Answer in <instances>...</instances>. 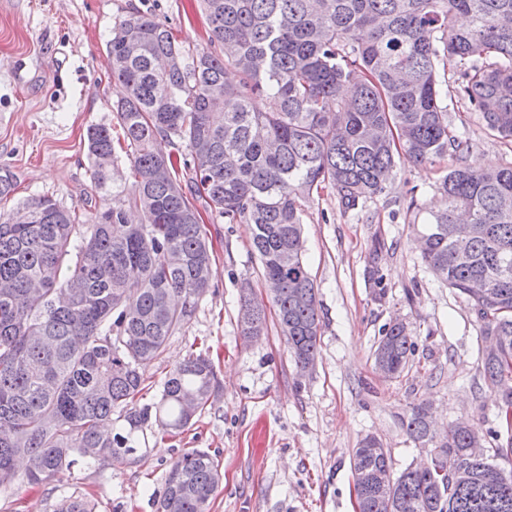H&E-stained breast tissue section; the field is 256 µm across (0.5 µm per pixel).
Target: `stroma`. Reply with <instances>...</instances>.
<instances>
[{
	"label": "stroma",
	"instance_id": "35a3bbf8",
	"mask_svg": "<svg viewBox=\"0 0 512 512\" xmlns=\"http://www.w3.org/2000/svg\"><path fill=\"white\" fill-rule=\"evenodd\" d=\"M135 11L190 49L208 45L199 0H0V167L18 180L1 211L40 195L81 205L86 130L111 124L124 94L111 78L106 43L114 23ZM446 103L454 130L470 140L467 164L512 162V143L488 132L467 100L454 95ZM445 172L402 166L385 194L352 212L327 190L307 202L305 258L321 330L316 365L303 377L275 315L259 338L240 334L242 288L266 296L248 225L207 220L211 286L190 325L143 370L152 401L189 353L208 356L219 387L207 406L180 434L149 433L139 462L75 468L53 493L16 485L0 493V512H53L58 495L74 490L94 493L96 512H156L172 462L194 448L208 450L223 474L209 512H355L354 448L377 436L397 474L426 461L428 449L401 426L410 406L425 400L440 424L474 423L484 448L507 444L499 396L482 375L486 342L471 303L433 277L416 245L409 204L440 206ZM397 317L415 351L399 377L386 378L373 352Z\"/></svg>",
	"mask_w": 512,
	"mask_h": 512
}]
</instances>
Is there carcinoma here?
Segmentation results:
<instances>
[{
  "label": "carcinoma",
  "mask_w": 512,
  "mask_h": 512,
  "mask_svg": "<svg viewBox=\"0 0 512 512\" xmlns=\"http://www.w3.org/2000/svg\"><path fill=\"white\" fill-rule=\"evenodd\" d=\"M209 48L185 49L153 17L115 22L106 50L126 95L115 126L86 131L90 214L49 196L20 202L22 224L0 212V488L60 482L80 464L137 462L147 430L179 433L216 390L212 361L189 354L149 390L141 369L163 356L210 287L213 248L194 201L226 224H248L277 325L295 366L314 360L321 318L305 259L304 204L326 188L343 211L382 196L400 164L456 165L443 207L417 229L438 281L465 295L480 334L512 359V163L466 164L468 138L442 104L438 67L486 128L512 142V0H201ZM468 18L464 27L452 19ZM237 75L233 82L225 71ZM266 96L272 111L253 107ZM173 151L164 154L157 141ZM129 161L119 167L120 154ZM16 175L0 168V200ZM266 305L239 310L245 338L267 329ZM414 352L403 328L379 338L374 364L400 375ZM496 387L503 364L484 355ZM402 427L446 469L390 478L387 451L366 437L351 469L358 512H512V481L467 449L473 425L434 434L426 404ZM28 460L24 477L15 462ZM469 472L461 482L455 472ZM222 480L207 451L181 454L158 512H208ZM74 491L54 512H95Z\"/></svg>",
  "instance_id": "cac0c4a2"
}]
</instances>
